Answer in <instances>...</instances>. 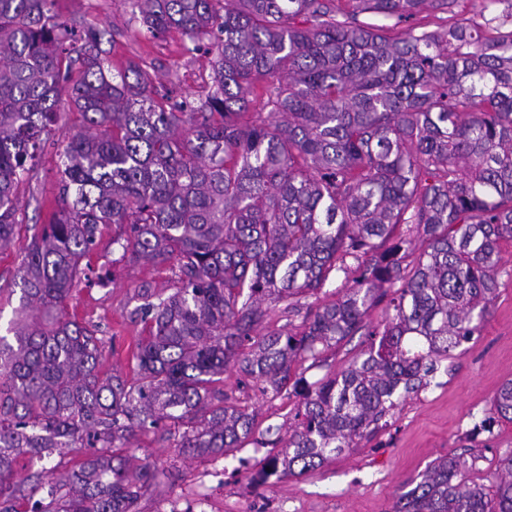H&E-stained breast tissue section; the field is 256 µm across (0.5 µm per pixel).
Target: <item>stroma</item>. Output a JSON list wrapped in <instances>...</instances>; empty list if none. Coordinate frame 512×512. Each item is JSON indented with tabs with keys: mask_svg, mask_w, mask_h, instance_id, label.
<instances>
[{
	"mask_svg": "<svg viewBox=\"0 0 512 512\" xmlns=\"http://www.w3.org/2000/svg\"><path fill=\"white\" fill-rule=\"evenodd\" d=\"M490 8L510 13L512 0H495L491 6L485 0H457L450 9L430 5L413 23L441 31L460 19L482 22ZM52 11L76 35L95 28L111 70L140 65L153 77L156 94L168 96L171 103H193L207 94L209 42L192 43L175 30L150 37L133 17L127 0H54ZM82 124L81 114L69 101H62L34 167L17 189L24 227L0 254V336H10L11 323L18 317L19 298L9 289L35 227L47 223L60 206V155L68 136ZM118 232L112 225L103 228L91 257L95 272L106 275V284H81L68 299L67 311L80 321L98 325L100 337L114 342L115 351L104 354L102 372L130 379L135 363L129 347L145 334L143 324L132 317L138 304L136 292L147 283L168 295L173 280L165 265L113 264L112 237ZM501 257L508 274L500 279L492 313L479 336L465 353L448 360L447 371L410 394L374 437L304 475L250 487L249 477L266 454L260 443L268 438L267 428L294 425L299 400L262 393L230 369L224 374L223 389L234 403L254 414L253 440L226 457L203 459L179 452L174 425L139 435L128 455L164 473L161 484L142 497L140 512H170L174 506L184 512L188 501L195 499L201 500L203 512H390L396 497L415 486L431 461L467 446L475 457L470 479L494 487L501 459L512 454V422L496 420L490 431L474 441L468 435L490 417L497 388L512 380V241H502ZM363 346V337L353 336L326 349L319 363L298 362L293 370L316 381L348 366Z\"/></svg>",
	"mask_w": 512,
	"mask_h": 512,
	"instance_id": "1",
	"label": "stroma"
}]
</instances>
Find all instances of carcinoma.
I'll return each mask as SVG.
<instances>
[{
    "label": "carcinoma",
    "mask_w": 512,
    "mask_h": 512,
    "mask_svg": "<svg viewBox=\"0 0 512 512\" xmlns=\"http://www.w3.org/2000/svg\"><path fill=\"white\" fill-rule=\"evenodd\" d=\"M129 2L154 38L175 29L214 43L205 98L176 112L139 65L109 76L94 32L65 47L74 32L53 21L51 0H0V254L62 97L84 120L63 151L62 206L19 269L15 344L0 337V512L17 500L31 512H138L159 471L125 449L165 420L192 457L244 447L252 415L215 387L230 366L263 393L300 398V422L251 481L321 466L387 426L479 335L500 241H512V13L394 36L359 14L401 23L435 0H349L342 21L333 0ZM254 75L277 81L266 113L249 111ZM107 224L125 225L114 262L173 263V293H136L148 336L132 381L101 372L96 327L65 313ZM402 224L427 242L411 262ZM334 271L352 285L301 312L296 300ZM282 301L304 330L257 332ZM383 301L389 314L368 322ZM361 331L366 346L340 372L310 382L292 371ZM493 411L479 430L512 421V380ZM61 448L88 452L67 473L36 468ZM470 467L463 454L435 459L391 512H512V455L492 494Z\"/></svg>",
    "instance_id": "1"
}]
</instances>
